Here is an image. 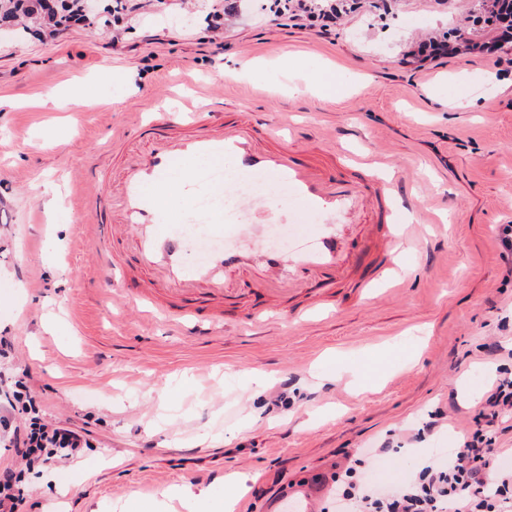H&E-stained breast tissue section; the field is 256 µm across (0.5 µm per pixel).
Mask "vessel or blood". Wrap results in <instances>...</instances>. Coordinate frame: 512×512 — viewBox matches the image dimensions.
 <instances>
[{"instance_id": "obj_1", "label": "vessel or blood", "mask_w": 512, "mask_h": 512, "mask_svg": "<svg viewBox=\"0 0 512 512\" xmlns=\"http://www.w3.org/2000/svg\"><path fill=\"white\" fill-rule=\"evenodd\" d=\"M154 130V125L143 126L142 132L150 136L151 142L138 161L124 172L119 219L108 218L111 197H96L98 231L107 240L133 234L143 265L159 273L165 281L182 285L185 292L201 291L220 298L226 284L244 270L253 271L257 286L263 290L274 281V269L287 270L289 276L296 277L305 270L335 266L341 258L343 231L346 225L354 223L367 196L372 197L380 221L388 226L382 242L383 267L394 265L399 243H411L423 235L422 225L391 223L387 189L375 177L383 157L354 165L353 177L334 181L325 177L319 166L303 162L282 148L281 137L273 124L265 130L270 142L266 148L259 147L249 130L237 124L227 123L209 133L161 138L154 137ZM194 158L209 160L219 168L229 158L256 177L275 178L308 207L330 212L336 221L320 225L282 260L230 248L213 251L194 268H187L183 238L172 228L171 211L161 209L155 195L168 190L173 174Z\"/></svg>"}]
</instances>
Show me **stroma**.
Segmentation results:
<instances>
[{
    "instance_id": "stroma-1",
    "label": "stroma",
    "mask_w": 512,
    "mask_h": 512,
    "mask_svg": "<svg viewBox=\"0 0 512 512\" xmlns=\"http://www.w3.org/2000/svg\"><path fill=\"white\" fill-rule=\"evenodd\" d=\"M111 2L91 0L88 24L55 40L0 22V336L13 344L0 369L22 378L47 419L87 429L91 442L66 466L22 473L18 512H113L176 485L219 504L232 473L247 478L237 512H272L283 498L307 512L327 503L336 462L384 440L401 449L373 459L379 486L448 457L486 391L512 378V360L484 354L512 339V261L496 240L512 224V66L462 56L425 75L403 69L407 41L458 21L433 0L387 16L365 8L327 39L270 25L272 0H243L218 38L211 0H128L119 45ZM249 57L259 65L238 76ZM311 75L327 97L290 95ZM450 95L467 108L444 110ZM41 96L55 107H35ZM202 96L192 133L220 114L263 147L283 116L285 148L335 179L354 160L386 156L394 221L411 223L418 204L424 236L367 294L377 231L355 228L344 266L305 273L294 291L274 298L252 272L235 277L223 323L198 295L134 306L148 273L127 237L112 243V270L98 264L92 203L115 193L146 145L140 124ZM40 182L59 195L52 212ZM185 308L196 321L178 322ZM259 312L264 325L250 324ZM375 349L385 353L377 380L365 368ZM282 387L287 402L269 409ZM437 413L442 426L423 432Z\"/></svg>"
}]
</instances>
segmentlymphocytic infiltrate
<instances>
[{"label":"lymphocytic infiltrate","mask_w":512,"mask_h":512,"mask_svg":"<svg viewBox=\"0 0 512 512\" xmlns=\"http://www.w3.org/2000/svg\"><path fill=\"white\" fill-rule=\"evenodd\" d=\"M398 0H274L269 21L330 37L347 17L365 5L392 12ZM40 16L39 29L48 38L57 36L63 23L82 21L79 13L63 16L60 10L35 5L13 6L0 17L16 25L27 16ZM471 55L495 63L512 64V0H469L462 23L451 29L421 35L408 41L402 63L426 72L445 60ZM0 407L18 409L24 422L0 435V446L12 456L0 465V512H17L21 490L18 469L63 466L88 445L86 429L45 420L43 410L26 384L16 376L0 372ZM512 414V378L492 386L485 397L480 428L465 436L448 463L422 467L409 480L393 488L379 489L357 479L353 467L339 468L333 476L340 512H512V469H493L500 451L496 448L498 425Z\"/></svg>","instance_id":"obj_1"}]
</instances>
